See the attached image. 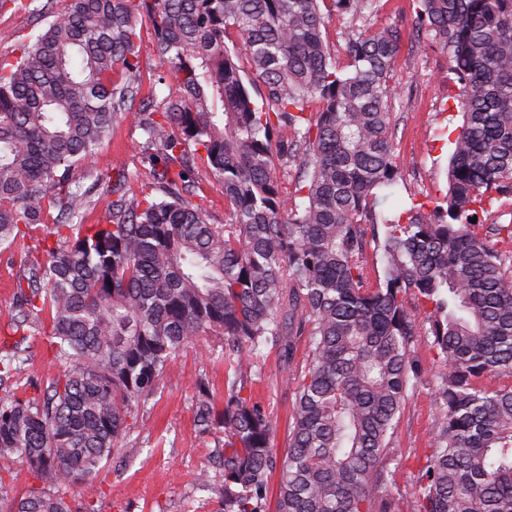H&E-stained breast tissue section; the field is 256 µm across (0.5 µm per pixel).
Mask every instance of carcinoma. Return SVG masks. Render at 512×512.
Wrapping results in <instances>:
<instances>
[{
	"label": "carcinoma",
	"mask_w": 512,
	"mask_h": 512,
	"mask_svg": "<svg viewBox=\"0 0 512 512\" xmlns=\"http://www.w3.org/2000/svg\"><path fill=\"white\" fill-rule=\"evenodd\" d=\"M416 2L463 123L441 203L387 218L374 205L399 179L401 32L377 24L382 0H0L42 24L0 60V247L29 239L41 253L19 251L0 380L21 370L31 336L66 365L0 399V458L40 483L12 512H94L93 480L138 407L209 337L224 341V402L196 382V418L222 434L224 512H267L276 469V512H388L373 487L423 382L433 448L407 512H512V384H481L512 378V222L487 223L512 200V0ZM333 13L349 20L341 65L322 34ZM143 16L170 76L160 105L136 110ZM118 120L151 151L149 192L123 173L87 188L77 177ZM291 163L290 187L278 171ZM200 169L224 189L222 224L185 198ZM99 203L106 222L86 223ZM422 336L436 351L429 378L411 359ZM265 349L295 384L280 461L276 420L252 398Z\"/></svg>",
	"instance_id": "carcinoma-1"
}]
</instances>
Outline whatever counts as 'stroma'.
<instances>
[{"label":"stroma","mask_w":512,"mask_h":512,"mask_svg":"<svg viewBox=\"0 0 512 512\" xmlns=\"http://www.w3.org/2000/svg\"><path fill=\"white\" fill-rule=\"evenodd\" d=\"M378 21L395 25L402 32L392 79L401 99L392 116L393 151L400 178L393 197L379 206L383 215L393 217L412 204L432 203L443 197L451 141L462 118L448 96V57L419 37L410 0H386ZM141 63V97L160 104L165 89L157 76L164 67L153 52L147 26L142 29ZM141 143L140 132L131 122H117L103 146L81 169V177L122 172L131 187L150 188V162ZM259 365L261 378L253 396L276 419L275 446L282 451L288 446L294 391L285 383L287 373L276 353L264 352ZM60 370L43 337H36L21 371L0 382V397L32 382L48 384ZM202 378L208 381L216 401H223L224 346L217 338L187 348L177 358L146 412L140 413L135 431L98 474L96 483L104 493L95 502L96 512H223L219 487L203 489L196 481L200 471L213 468L218 454L217 433L201 431L196 422L194 384ZM434 411V394L426 385L409 392L403 403L394 435L400 474L396 483L375 491L376 499L390 500L397 512L413 490L411 473L432 448ZM35 485L25 467L1 459L0 512H10L15 501Z\"/></svg>","instance_id":"1"}]
</instances>
